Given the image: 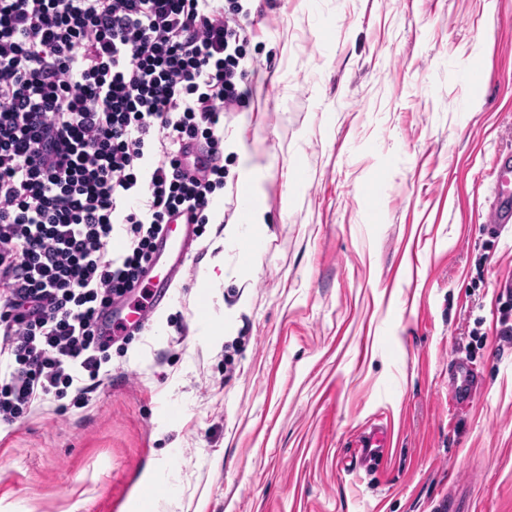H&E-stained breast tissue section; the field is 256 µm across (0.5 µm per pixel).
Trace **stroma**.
Returning a JSON list of instances; mask_svg holds the SVG:
<instances>
[{"instance_id":"obj_1","label":"stroma","mask_w":512,"mask_h":512,"mask_svg":"<svg viewBox=\"0 0 512 512\" xmlns=\"http://www.w3.org/2000/svg\"><path fill=\"white\" fill-rule=\"evenodd\" d=\"M247 7L227 219L87 400L0 422V512H132L144 476L153 512H512V229L483 227L512 151V0ZM458 351L482 378L463 411ZM381 414L391 465L352 467Z\"/></svg>"}]
</instances>
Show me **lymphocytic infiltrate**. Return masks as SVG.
Returning <instances> with one entry per match:
<instances>
[{
  "mask_svg": "<svg viewBox=\"0 0 512 512\" xmlns=\"http://www.w3.org/2000/svg\"><path fill=\"white\" fill-rule=\"evenodd\" d=\"M246 14L240 0H0L1 421L92 393L112 343L101 311L173 215L208 224L220 131L251 96Z\"/></svg>",
  "mask_w": 512,
  "mask_h": 512,
  "instance_id": "1",
  "label": "lymphocytic infiltrate"
}]
</instances>
